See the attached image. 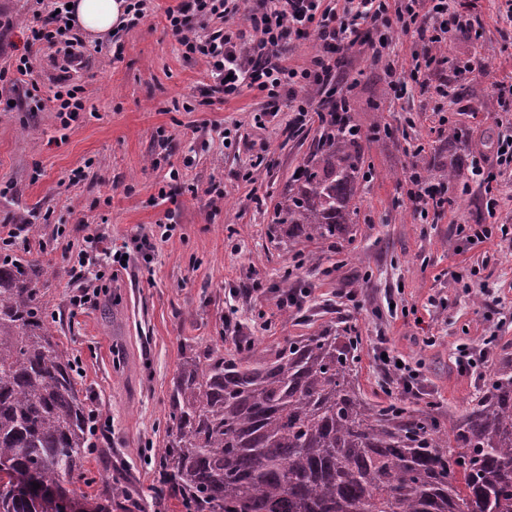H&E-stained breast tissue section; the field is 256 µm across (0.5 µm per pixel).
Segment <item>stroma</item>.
I'll use <instances>...</instances> for the list:
<instances>
[{
	"instance_id": "35a3bbf8",
	"label": "stroma",
	"mask_w": 512,
	"mask_h": 512,
	"mask_svg": "<svg viewBox=\"0 0 512 512\" xmlns=\"http://www.w3.org/2000/svg\"><path fill=\"white\" fill-rule=\"evenodd\" d=\"M177 3L151 0L139 24L84 44L86 65L69 79L83 89L76 121L63 123L52 108L60 72L47 57L33 74L39 99L21 87L0 90V225L29 221L11 254L58 273L45 314L79 363L113 457L150 485V452L166 441L158 420L185 346L220 339L229 351L236 334L270 349L322 326L351 327L369 401L400 395L376 359L383 346L419 368L417 406L432 400L441 419L460 416L478 383L454 367L456 346L495 335L499 358H512V234L499 231L512 226V170L493 174L492 215L471 177L512 127L506 0H453L472 28L449 37L444 64L416 69L424 44L400 30L382 59L365 45L337 56L345 81L336 91L360 129L370 177L354 224L315 266L299 262L271 228L281 190L320 134L316 122L287 134L288 100L316 110L321 89L294 85L273 107L249 89L208 100L205 63L184 58L167 29L165 12ZM37 9L35 0H0V67L22 53ZM452 129L458 138H449ZM452 166L465 195L444 214L421 217L406 195L413 168L444 185ZM467 224L493 233L469 241ZM90 227L129 262L95 303L78 307L74 266ZM141 236L152 243L145 256L133 247ZM344 287L354 301L340 297Z\"/></svg>"
}]
</instances>
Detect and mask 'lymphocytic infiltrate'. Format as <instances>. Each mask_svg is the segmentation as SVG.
Listing matches in <instances>:
<instances>
[{
  "label": "lymphocytic infiltrate",
  "mask_w": 512,
  "mask_h": 512,
  "mask_svg": "<svg viewBox=\"0 0 512 512\" xmlns=\"http://www.w3.org/2000/svg\"><path fill=\"white\" fill-rule=\"evenodd\" d=\"M362 8L352 17L339 16L324 0H260L253 7L244 0H181L177 8L166 13L167 27L177 38L189 58L204 59L213 79L210 95L228 100L248 88L279 97L293 81L311 86L333 87L340 77L333 57L358 45L367 44L371 31H378L379 43L372 47L374 56H382L395 30H417L432 50L426 63H434V50L443 46L450 33L466 30L468 23L460 17H448L446 0H439L434 10L441 19L432 29L420 28L418 19L423 0H360ZM244 13L246 29L224 28V21ZM219 20L220 25L206 36L197 24ZM27 38L28 52L15 61L14 68L0 70V83L26 84L27 96H35L39 86L33 80V47L62 48L67 62L80 61L75 51L80 36L69 27L65 0H51L37 17ZM315 36L317 50L303 70L288 68L285 63L287 41L292 36Z\"/></svg>",
  "instance_id": "obj_1"
}]
</instances>
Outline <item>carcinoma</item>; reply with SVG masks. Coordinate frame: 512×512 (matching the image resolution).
Listing matches in <instances>:
<instances>
[{"label": "carcinoma", "instance_id": "cac0c4a2", "mask_svg": "<svg viewBox=\"0 0 512 512\" xmlns=\"http://www.w3.org/2000/svg\"><path fill=\"white\" fill-rule=\"evenodd\" d=\"M359 131L342 113L322 125L288 180L275 225L316 263L357 215ZM36 261L0 258V512H63L78 483L97 484L92 512H512V360L444 426L397 400L369 402L355 341L330 325L259 354L234 337L183 353L154 453L158 485L120 467L88 476L112 448L92 427V397L54 338ZM24 479L40 488L18 494Z\"/></svg>", "mask_w": 512, "mask_h": 512}]
</instances>
